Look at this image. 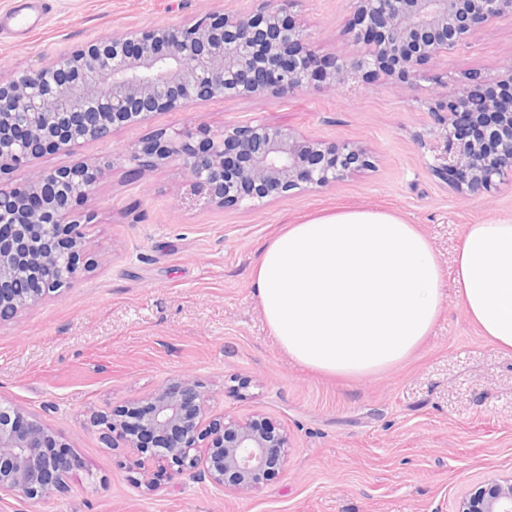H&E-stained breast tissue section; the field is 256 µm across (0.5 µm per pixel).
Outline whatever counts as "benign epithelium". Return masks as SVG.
<instances>
[{
	"mask_svg": "<svg viewBox=\"0 0 512 512\" xmlns=\"http://www.w3.org/2000/svg\"><path fill=\"white\" fill-rule=\"evenodd\" d=\"M349 38L318 56L289 14V0H262L248 13L209 12L185 25L131 29L90 40L37 70L0 75V179L32 159L191 101L343 88L378 78L406 83L421 67L466 43L479 25L512 18V0H349ZM509 93L471 76L429 107L438 132L431 170L462 195L512 183V73ZM142 168L172 162L186 172L185 197L255 207L289 191L324 187L369 166L366 151L296 135L278 126L161 130L131 147ZM101 169L77 164L33 173L0 188V321L37 304L75 277L89 242L78 212ZM206 394L190 376L90 424L121 439L139 469L161 461L179 478L191 470L233 492L260 485L284 461L286 436L264 419L205 424ZM205 444L207 453L190 451ZM44 423L0 402V494L30 499L66 489L79 459ZM457 512H512V477L465 497Z\"/></svg>",
	"mask_w": 512,
	"mask_h": 512,
	"instance_id": "1",
	"label": "benign epithelium"
}]
</instances>
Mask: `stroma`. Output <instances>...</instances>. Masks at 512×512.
<instances>
[{
  "mask_svg": "<svg viewBox=\"0 0 512 512\" xmlns=\"http://www.w3.org/2000/svg\"><path fill=\"white\" fill-rule=\"evenodd\" d=\"M43 18L0 35V74L32 70L90 39L171 25L261 0H42ZM310 48L346 39L348 0H293ZM512 70V19L477 28L429 63L402 92L362 83L296 95L194 101L115 129L73 150L33 159L11 175L86 161L104 172L83 206L91 264L69 287L0 322V401L47 424L82 462L64 492L40 499L0 494V512H457L460 499L512 474V351L468 320L446 286L438 320L410 359L359 380L318 375L271 335L252 269L285 225L337 208L385 210L427 236L443 267L466 225L512 219V185L456 194L421 145L429 104L469 73L496 83ZM259 122L327 143L364 145L371 165L323 188L294 189L252 209L182 197L180 165L134 169L130 145L160 129L213 132ZM188 375L209 417H264L288 452L256 489L230 493L189 473L154 468L139 484L133 456L91 427L95 411L120 410L169 379Z\"/></svg>",
  "mask_w": 512,
  "mask_h": 512,
  "instance_id": "obj_1",
  "label": "stroma"
}]
</instances>
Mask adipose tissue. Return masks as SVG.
Masks as SVG:
<instances>
[{
	"instance_id": "obj_1",
	"label": "adipose tissue",
	"mask_w": 512,
	"mask_h": 512,
	"mask_svg": "<svg viewBox=\"0 0 512 512\" xmlns=\"http://www.w3.org/2000/svg\"><path fill=\"white\" fill-rule=\"evenodd\" d=\"M452 283L483 336L512 349V221L468 225ZM263 315L296 363L359 379L406 361L445 296L430 240L397 214L323 211L286 225L252 271Z\"/></svg>"
}]
</instances>
